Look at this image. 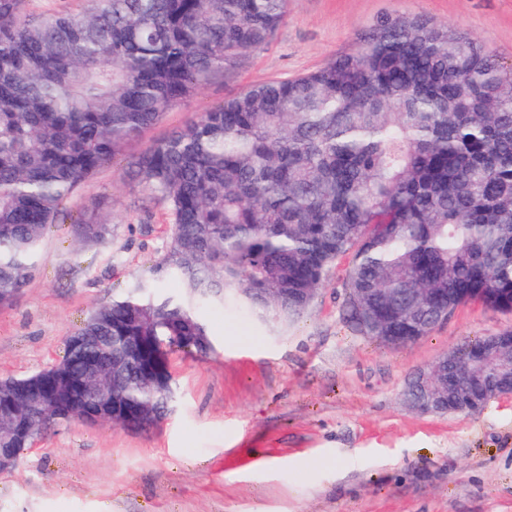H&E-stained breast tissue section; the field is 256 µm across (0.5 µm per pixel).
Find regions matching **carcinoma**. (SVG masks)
Here are the masks:
<instances>
[{
  "instance_id": "1",
  "label": "carcinoma",
  "mask_w": 512,
  "mask_h": 512,
  "mask_svg": "<svg viewBox=\"0 0 512 512\" xmlns=\"http://www.w3.org/2000/svg\"><path fill=\"white\" fill-rule=\"evenodd\" d=\"M288 0H91L80 13L0 0V308L32 277L65 203L130 139L266 47ZM166 201L169 246L157 271L94 308L79 336L99 341L23 377L0 379V448L20 459L71 410L119 403L140 423L170 409L172 375L146 365L174 349L215 351L201 309L224 290L255 316L292 319L343 255L355 331L392 345L416 335L395 313L420 300L512 305V69L470 34L424 16L385 15L352 54L253 85L153 143L134 162ZM112 233L98 214L82 246ZM371 309L381 328L360 327ZM478 340L448 353L473 362Z\"/></svg>"
}]
</instances>
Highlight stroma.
<instances>
[{"mask_svg":"<svg viewBox=\"0 0 512 512\" xmlns=\"http://www.w3.org/2000/svg\"><path fill=\"white\" fill-rule=\"evenodd\" d=\"M385 14L457 27L512 61V0H289L267 48L127 141L50 225L33 278L0 308V378L60 359L89 312L135 281L177 291L154 272L170 212L138 185L135 157L226 97L354 52ZM95 205L112 234L79 247L77 221ZM350 262L340 258L291 321L264 322L231 302L204 309L221 347L171 354L175 400L164 419L146 430L51 429L0 473V512H512V394L447 416L402 401L413 374L444 353L512 330V311L468 302L419 342L383 345L346 319Z\"/></svg>","mask_w":512,"mask_h":512,"instance_id":"stroma-1","label":"stroma"}]
</instances>
